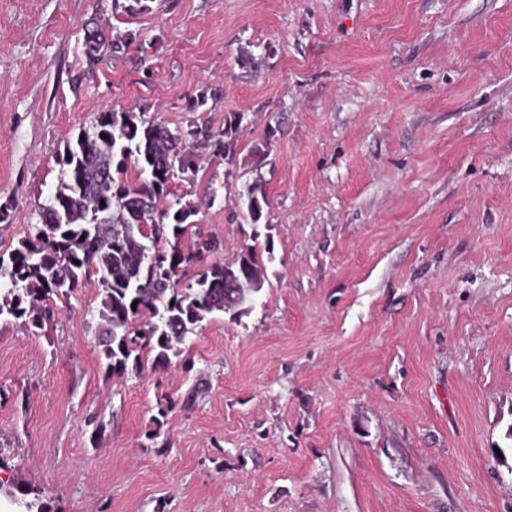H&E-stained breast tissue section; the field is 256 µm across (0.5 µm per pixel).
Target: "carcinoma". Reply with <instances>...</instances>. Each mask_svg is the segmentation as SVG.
Wrapping results in <instances>:
<instances>
[{"label":"carcinoma","mask_w":512,"mask_h":512,"mask_svg":"<svg viewBox=\"0 0 512 512\" xmlns=\"http://www.w3.org/2000/svg\"><path fill=\"white\" fill-rule=\"evenodd\" d=\"M242 120L234 113L216 130L172 131L143 112L97 113L66 145L65 176L38 206L36 222L0 255V318L42 331L55 317L53 300L96 277L99 346L106 372L120 379L139 366L134 352L154 353L155 367L165 368L210 316L239 312L262 289L264 264L252 248L231 262L203 264L216 243L191 220L197 206L167 197L174 180L197 171L200 153L233 154ZM131 159L138 176L129 181L123 174ZM239 207L258 224L269 201L256 184Z\"/></svg>","instance_id":"carcinoma-1"}]
</instances>
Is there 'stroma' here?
<instances>
[{
    "label": "stroma",
    "mask_w": 512,
    "mask_h": 512,
    "mask_svg": "<svg viewBox=\"0 0 512 512\" xmlns=\"http://www.w3.org/2000/svg\"><path fill=\"white\" fill-rule=\"evenodd\" d=\"M144 106L243 115L170 190L266 281L121 379L96 282L0 322V512H512V0H0V252L67 141ZM237 207H241L244 220L250 224H258L264 217L265 208H269V201L261 186L256 184L249 189L246 199Z\"/></svg>",
    "instance_id": "35a3bbf8"
}]
</instances>
